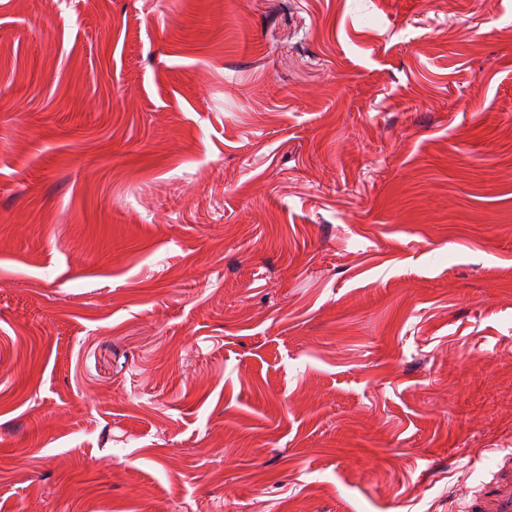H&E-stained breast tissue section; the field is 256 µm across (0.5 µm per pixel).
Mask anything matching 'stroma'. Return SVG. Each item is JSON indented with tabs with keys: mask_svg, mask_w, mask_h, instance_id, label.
<instances>
[{
	"mask_svg": "<svg viewBox=\"0 0 512 512\" xmlns=\"http://www.w3.org/2000/svg\"><path fill=\"white\" fill-rule=\"evenodd\" d=\"M510 457L512 0H0V512Z\"/></svg>",
	"mask_w": 512,
	"mask_h": 512,
	"instance_id": "stroma-1",
	"label": "stroma"
}]
</instances>
